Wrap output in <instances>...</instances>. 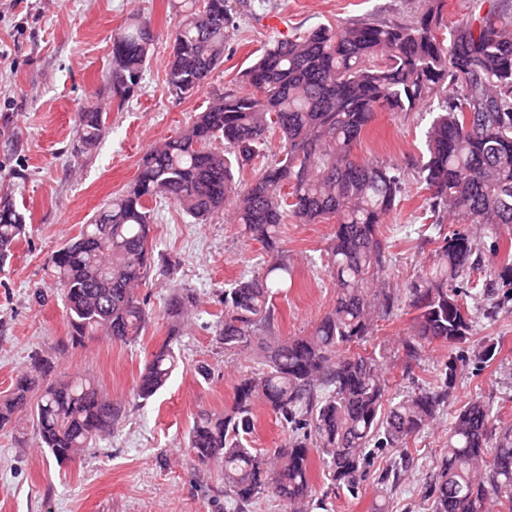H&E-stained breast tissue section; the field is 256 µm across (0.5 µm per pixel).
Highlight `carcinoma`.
Returning <instances> with one entry per match:
<instances>
[{"instance_id":"1","label":"carcinoma","mask_w":512,"mask_h":512,"mask_svg":"<svg viewBox=\"0 0 512 512\" xmlns=\"http://www.w3.org/2000/svg\"><path fill=\"white\" fill-rule=\"evenodd\" d=\"M171 61L165 90L182 101L197 94L224 62L237 13L228 0H172ZM443 0L414 22L340 26L319 24L293 39L268 45L243 74L245 89L226 90L178 136L150 146L137 176L57 249L51 262L66 301L71 345L98 336L136 340L148 320L138 289L156 263L151 201H164L202 224L233 206L241 234L262 245L261 271L224 289L219 339L238 354L258 347L263 367L239 376L233 405L202 410L188 431L192 461L220 467L224 497L247 512L273 494L292 512L314 501L311 459L321 458L328 492L359 493L378 448H401L427 429L448 403L457 360L448 359L436 388L394 402L376 353L349 352L367 340L377 318H388L399 298L380 286L391 261L380 227L399 205L406 180L395 165L359 160L354 148L378 112H412L431 101L437 111L425 132L419 179L437 217L464 224H512V16L496 4L443 37ZM154 41L151 17L133 13L112 35L108 81L120 103L140 87ZM77 142L95 146L106 131L97 108L77 113ZM278 145L270 150L271 139ZM265 159L248 181L235 171ZM336 220L327 249L336 301L306 336H276L273 298L288 293L294 267L281 246V225ZM25 215L0 195V260L26 234ZM464 233L439 238L432 264L405 289L415 311L407 355L435 342L454 345L470 336L472 318L456 281L478 265ZM509 286L495 306L512 302V265L488 273L485 292ZM197 306L189 288L167 300L168 338L140 373L136 395L149 400L177 364L174 339ZM54 362L33 359L0 399V430L30 408L37 447L60 466L85 455L113 432L120 409L91 377L52 378ZM262 403L291 431L270 453L249 447L254 407ZM425 498L430 512H512V425L475 398L448 429Z\"/></svg>"}]
</instances>
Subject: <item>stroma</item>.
<instances>
[{
	"label": "stroma",
	"instance_id": "stroma-1",
	"mask_svg": "<svg viewBox=\"0 0 512 512\" xmlns=\"http://www.w3.org/2000/svg\"><path fill=\"white\" fill-rule=\"evenodd\" d=\"M168 0H0V194L11 193L26 214L25 238L0 262V397L33 357H53L61 376H94L123 416L117 430L97 441L82 460L58 465L35 445L28 414L16 428L0 430V512H234L224 497L218 467L193 465L187 433L200 409L224 410L233 401L239 375L258 368L254 353L229 355L218 338L224 315L220 298L262 260L259 243L242 238L229 210L197 224L169 205L155 212V257L175 260L174 269H154L139 295L149 321L131 344L102 337L71 346L65 306L50 264L52 253L83 226L112 194L136 176L138 161L155 141L175 135L193 122L209 99L242 88V73L277 40L297 37L320 23L366 20L375 24L409 22L431 0H231L240 15L224 62L191 99L176 102L164 89L176 17ZM151 16L155 42L140 90L118 103L104 82L111 61L112 34L133 12ZM283 25L272 28L271 17ZM95 106L107 113V132L91 150L80 151L75 115ZM429 107L413 112H380L358 143L360 159H375L408 169L404 197L381 231L391 255L385 282L402 294L428 266L439 235L451 223L433 224L429 193L411 172L426 153L424 132ZM333 221L288 223L282 245L295 270L294 286L278 295L279 336L305 335L327 312L336 285L326 267ZM482 250L478 268L465 281L463 301L474 319L463 345L432 344L407 356L402 341L414 312L400 305L378 320L364 344L352 352H375L383 363L390 397L439 385L449 357L493 345L495 355L481 366L459 368L455 388L435 423L408 444L414 467L389 489L392 512H428L422 497L433 462L447 445L448 427L471 399L489 402L501 421L512 424V308L487 316L493 297L484 292L489 270L501 269L512 250V227L501 231L498 252L490 234L472 228ZM193 290L195 315L173 346L179 365L167 387L148 402L135 395L147 356L167 335L163 309L174 289ZM206 365L209 377L197 368ZM396 456L381 449L361 497L339 492L327 498V512H371L377 479Z\"/></svg>",
	"mask_w": 512,
	"mask_h": 512
}]
</instances>
